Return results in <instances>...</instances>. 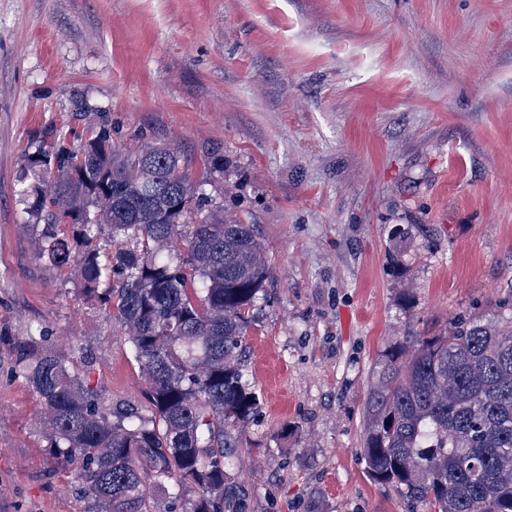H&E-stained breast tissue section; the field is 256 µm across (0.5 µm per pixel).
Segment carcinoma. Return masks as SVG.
<instances>
[{"label":"carcinoma","instance_id":"1","mask_svg":"<svg viewBox=\"0 0 512 512\" xmlns=\"http://www.w3.org/2000/svg\"><path fill=\"white\" fill-rule=\"evenodd\" d=\"M30 167L43 182L22 195L48 220L40 258L76 268L82 294L129 331L150 403L108 406L44 336L28 337L12 373L39 395L50 468L74 466L80 512H243L232 472L259 405L246 336L269 276L255 226L220 207L185 223L205 199L169 143L125 156L104 130ZM364 412L373 481L432 512H512V320L468 315L395 343Z\"/></svg>","mask_w":512,"mask_h":512}]
</instances>
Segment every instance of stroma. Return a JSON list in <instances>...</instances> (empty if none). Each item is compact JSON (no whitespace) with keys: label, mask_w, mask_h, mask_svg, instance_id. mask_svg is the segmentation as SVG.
<instances>
[{"label":"stroma","mask_w":512,"mask_h":512,"mask_svg":"<svg viewBox=\"0 0 512 512\" xmlns=\"http://www.w3.org/2000/svg\"><path fill=\"white\" fill-rule=\"evenodd\" d=\"M178 147L256 227L246 512H409L371 481L364 404L395 341L512 295V0H0V512H78L48 470L35 329L107 404L148 408L129 337L38 255L22 191L49 134Z\"/></svg>","instance_id":"1"}]
</instances>
